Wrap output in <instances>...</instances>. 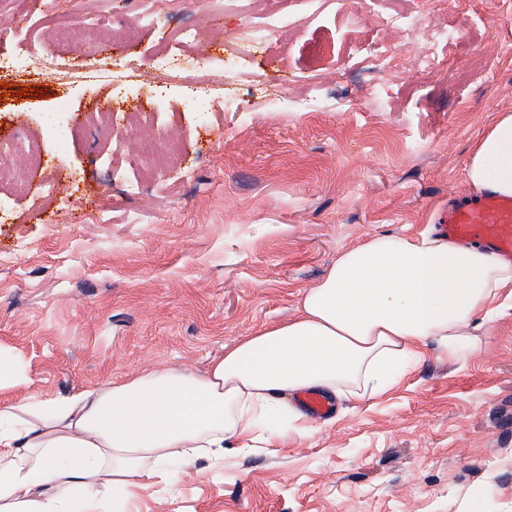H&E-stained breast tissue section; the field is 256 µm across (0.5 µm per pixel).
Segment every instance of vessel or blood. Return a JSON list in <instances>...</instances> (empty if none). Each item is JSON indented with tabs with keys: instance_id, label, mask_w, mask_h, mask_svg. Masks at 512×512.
Here are the masks:
<instances>
[{
	"instance_id": "obj_1",
	"label": "vessel or blood",
	"mask_w": 512,
	"mask_h": 512,
	"mask_svg": "<svg viewBox=\"0 0 512 512\" xmlns=\"http://www.w3.org/2000/svg\"><path fill=\"white\" fill-rule=\"evenodd\" d=\"M440 234L462 241L476 242L497 255L512 258V197L486 193L475 200L450 204L440 217ZM301 405L313 418H323L336 410L334 402L317 393L306 394Z\"/></svg>"
}]
</instances>
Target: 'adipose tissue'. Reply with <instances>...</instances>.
<instances>
[{
    "label": "adipose tissue",
    "instance_id": "ef3b65f1",
    "mask_svg": "<svg viewBox=\"0 0 512 512\" xmlns=\"http://www.w3.org/2000/svg\"><path fill=\"white\" fill-rule=\"evenodd\" d=\"M482 191L512 196V113H502L467 167ZM512 262L431 233L380 235L342 251L301 296V317L225 347L205 373L143 371L61 398L31 392L24 366L0 350V512H112L146 482L168 484L202 457L261 432L288 395L359 398L396 385L434 346L461 361L474 333L512 309Z\"/></svg>",
    "mask_w": 512,
    "mask_h": 512
}]
</instances>
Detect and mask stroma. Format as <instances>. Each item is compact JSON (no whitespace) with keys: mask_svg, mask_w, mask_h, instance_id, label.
Masks as SVG:
<instances>
[{"mask_svg":"<svg viewBox=\"0 0 512 512\" xmlns=\"http://www.w3.org/2000/svg\"><path fill=\"white\" fill-rule=\"evenodd\" d=\"M147 0H33L23 35L42 55L46 26L101 13L110 38ZM273 0H184L173 29L206 17L211 95L250 101L240 112L187 109L185 84L157 88L147 64L159 28L138 30L123 88L0 72V141L38 139L31 188L0 182V348L29 370L34 390L65 397L152 368L204 372L210 359L259 331L299 318L300 295L338 254L385 234L431 232L450 202L478 197L466 168L477 141L512 113V0H327L284 28L270 51L225 69L221 43L240 12ZM427 9L454 47L427 46L386 27L392 9ZM393 57L388 98L363 97L373 75L354 63L376 46ZM434 51L433 70L410 71ZM267 78L253 89L249 74ZM308 93L310 112L267 101L273 85ZM124 127L99 133V101ZM180 145L192 175L135 181L138 110ZM111 219L95 223L99 206ZM312 435L198 459L166 485H147L131 512H512V310L485 324L466 361L426 348L385 394L336 397Z\"/></svg>","mask_w":512,"mask_h":512,"instance_id":"obj_1","label":"stroma"}]
</instances>
